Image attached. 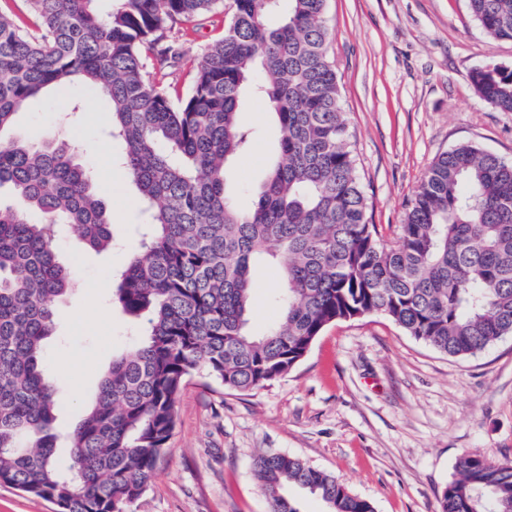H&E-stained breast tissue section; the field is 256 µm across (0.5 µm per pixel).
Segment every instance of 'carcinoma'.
<instances>
[{
    "mask_svg": "<svg viewBox=\"0 0 512 512\" xmlns=\"http://www.w3.org/2000/svg\"><path fill=\"white\" fill-rule=\"evenodd\" d=\"M0 12V485L53 502L58 512H132L175 428L176 404L198 372L250 392L287 375L329 325L381 314L451 357L512 335V162L473 145L442 155L410 200L398 240L371 223L341 85L328 55L326 0H231L224 36L201 56L191 91L171 92L147 69L177 55L168 22L193 23L223 0H24ZM492 38L512 42V0H469ZM478 95L512 112V69L472 71ZM109 104L117 165L138 191V247L114 299L147 316L146 338L112 360L95 403L58 462L57 388L44 359L57 304L73 289L57 239L112 250V217L90 167L64 143L9 137L27 103L71 88ZM266 103L279 141L249 209L227 187L247 149L245 100ZM37 212L42 220L34 223ZM279 263L281 316L262 333L249 321L252 268ZM256 479L270 512H300L290 485L327 512L372 504L301 458L259 453ZM441 494V512H512V463L467 453Z\"/></svg>",
    "mask_w": 512,
    "mask_h": 512,
    "instance_id": "1",
    "label": "carcinoma"
}]
</instances>
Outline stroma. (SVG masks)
<instances>
[{"label":"stroma","instance_id":"stroma-1","mask_svg":"<svg viewBox=\"0 0 512 512\" xmlns=\"http://www.w3.org/2000/svg\"><path fill=\"white\" fill-rule=\"evenodd\" d=\"M228 20L220 8L197 18L161 69L166 82L188 90L197 58ZM326 21L369 216L386 240H394L440 154L470 143L512 161V112L492 108L470 82L475 69L512 68V43L488 36L468 0H327ZM54 102L51 92L31 100L13 134L75 149L96 175L115 238L111 251L77 261L72 233L57 241L79 283L59 302L47 345L51 374L68 375L58 392L57 428L65 435L144 323L97 289L133 256L138 220L135 189L114 165L120 146L106 135L107 104L85 98L83 112L63 118L53 114ZM240 121L252 139L227 177L246 209L275 156L277 123L257 99L246 101ZM253 280L251 325L261 332L280 316L282 272L263 261ZM263 450L307 461L375 512H440L463 453L512 461V335L476 355L450 357L371 314L327 326L295 369L268 387L239 394L193 374L168 447L132 510L269 512L252 468Z\"/></svg>","mask_w":512,"mask_h":512}]
</instances>
